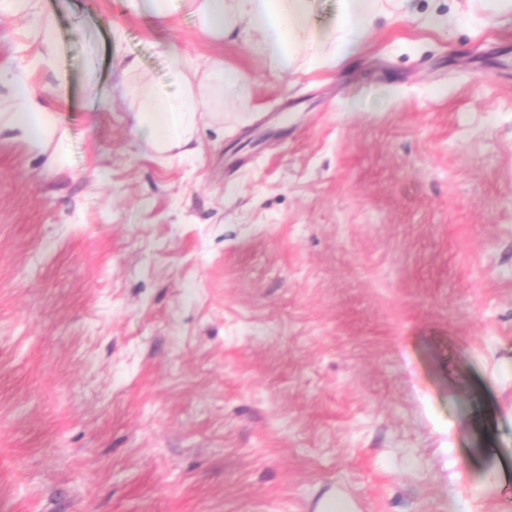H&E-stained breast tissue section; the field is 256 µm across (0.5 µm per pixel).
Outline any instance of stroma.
Here are the masks:
<instances>
[{
    "label": "stroma",
    "instance_id": "obj_1",
    "mask_svg": "<svg viewBox=\"0 0 512 512\" xmlns=\"http://www.w3.org/2000/svg\"><path fill=\"white\" fill-rule=\"evenodd\" d=\"M248 40L0 14L66 134L0 136V512H512V11L393 0L313 70ZM177 58L247 77L185 158L129 112Z\"/></svg>",
    "mask_w": 512,
    "mask_h": 512
}]
</instances>
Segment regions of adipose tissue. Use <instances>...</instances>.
Segmentation results:
<instances>
[{"label": "adipose tissue", "instance_id": "adipose-tissue-1", "mask_svg": "<svg viewBox=\"0 0 512 512\" xmlns=\"http://www.w3.org/2000/svg\"><path fill=\"white\" fill-rule=\"evenodd\" d=\"M130 9L166 18L180 11L196 15L204 31L221 37L237 25L257 31L250 40L253 55L273 59L280 68L303 61L310 68L335 63L353 55L366 25L383 8V0H344L340 25L323 34L307 30L308 0H127ZM10 89L13 109L0 113V133L39 148L56 129L49 112L39 103L29 83L14 72L0 68V86ZM245 85L238 70L216 65L200 82L185 81L179 94L153 87L140 88L130 107L133 125L144 131L146 142L158 153L194 154L195 135L204 110H220L226 95Z\"/></svg>", "mask_w": 512, "mask_h": 512}]
</instances>
